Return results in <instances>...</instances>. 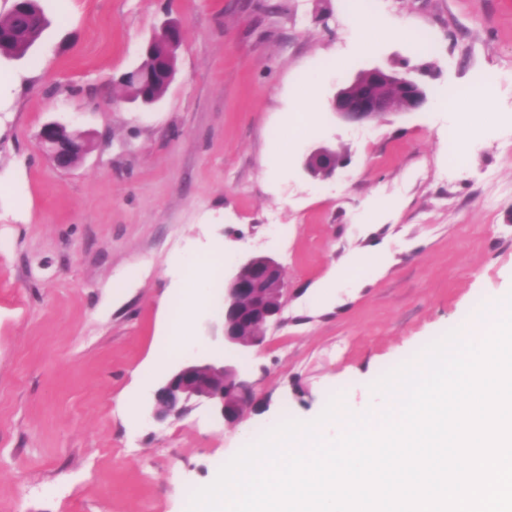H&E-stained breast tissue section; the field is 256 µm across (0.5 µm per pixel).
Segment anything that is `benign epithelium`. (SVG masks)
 <instances>
[{
	"mask_svg": "<svg viewBox=\"0 0 512 512\" xmlns=\"http://www.w3.org/2000/svg\"><path fill=\"white\" fill-rule=\"evenodd\" d=\"M181 28L171 19L161 22L148 39L147 49L162 50L167 66L156 70L135 68L122 77L125 83L142 87L158 79L172 83L176 76V51L180 47ZM369 92L341 88L329 101L330 111L344 122L363 124L380 116L420 112L429 102L425 85L408 75H398L400 93L387 89L392 72L379 67L362 71ZM39 142L59 169H67L85 157L93 147V134H77L70 124L58 120L44 123ZM342 161L336 151L321 147L305 157L302 167L311 177H329ZM284 307V281L281 267L273 258L253 255L241 262L224 280L222 334L224 346L235 350L259 348L264 343L263 329L280 320ZM253 400L246 374L225 359L211 362H188L173 373L156 390L153 416L164 421L181 417L192 404H207L219 418L232 423L244 405Z\"/></svg>",
	"mask_w": 512,
	"mask_h": 512,
	"instance_id": "benign-epithelium-1",
	"label": "benign epithelium"
}]
</instances>
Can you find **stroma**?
<instances>
[{
    "mask_svg": "<svg viewBox=\"0 0 512 512\" xmlns=\"http://www.w3.org/2000/svg\"><path fill=\"white\" fill-rule=\"evenodd\" d=\"M43 4L42 43L0 61V512H185L272 425L314 421L335 398L374 410L370 385L512 294V0H360L364 26L349 0ZM166 18L183 33L177 74L144 108L118 78ZM423 66V111L352 125L329 110L362 70ZM317 69L311 132L290 136ZM488 72V106H445ZM51 118L95 135L70 169L40 148ZM458 125L471 144L453 164ZM319 146L344 161L326 179L302 169ZM218 250L182 359L227 357L256 398L233 423L204 404L156 420L154 393L182 360L154 357L186 286L174 260ZM251 255L281 265L288 298L259 351L228 350L204 326L221 323L224 278Z\"/></svg>",
    "mask_w": 512,
    "mask_h": 512,
    "instance_id": "1",
    "label": "stroma"
}]
</instances>
